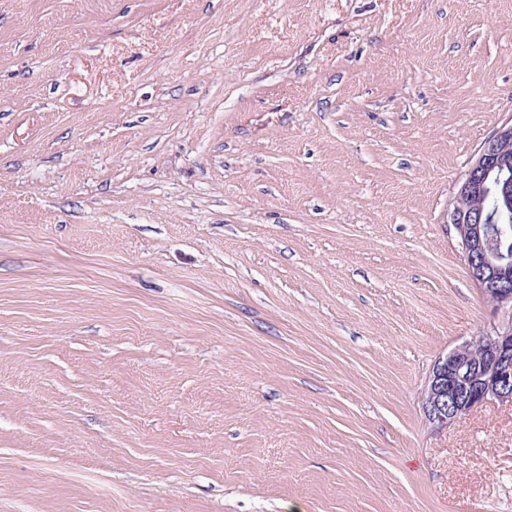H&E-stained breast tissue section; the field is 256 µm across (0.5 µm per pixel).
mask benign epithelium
Instances as JSON below:
<instances>
[{"mask_svg": "<svg viewBox=\"0 0 512 512\" xmlns=\"http://www.w3.org/2000/svg\"><path fill=\"white\" fill-rule=\"evenodd\" d=\"M512 121L484 142L457 189L452 224L472 281L497 322L483 337L485 353L472 360L460 346L434 364L423 395L429 424L446 428L475 408L512 406Z\"/></svg>", "mask_w": 512, "mask_h": 512, "instance_id": "7a95c632", "label": "benign epithelium"}]
</instances>
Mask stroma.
I'll use <instances>...</instances> for the list:
<instances>
[{
    "label": "stroma",
    "mask_w": 512,
    "mask_h": 512,
    "mask_svg": "<svg viewBox=\"0 0 512 512\" xmlns=\"http://www.w3.org/2000/svg\"><path fill=\"white\" fill-rule=\"evenodd\" d=\"M512 0H0V512H512L448 222Z\"/></svg>",
    "instance_id": "1"
}]
</instances>
